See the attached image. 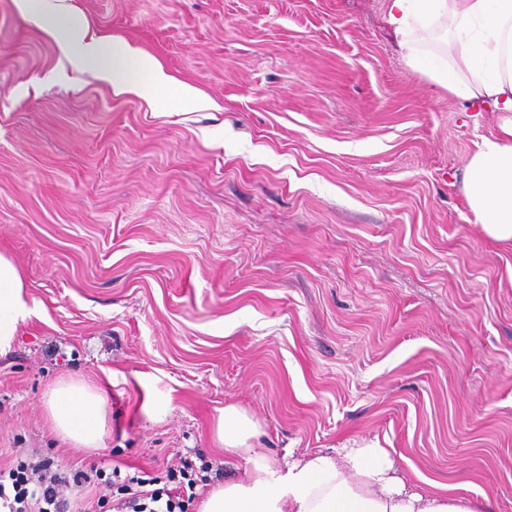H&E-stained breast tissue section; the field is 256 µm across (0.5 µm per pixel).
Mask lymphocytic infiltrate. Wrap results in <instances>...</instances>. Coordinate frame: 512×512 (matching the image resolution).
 Masks as SVG:
<instances>
[{
  "label": "lymphocytic infiltrate",
  "mask_w": 512,
  "mask_h": 512,
  "mask_svg": "<svg viewBox=\"0 0 512 512\" xmlns=\"http://www.w3.org/2000/svg\"><path fill=\"white\" fill-rule=\"evenodd\" d=\"M212 469L209 461L198 464L184 456L177 467L157 474L146 471L124 477L115 470L106 478L93 466L64 470L36 455L18 453L8 466H0V512H69L65 490L98 482L129 491L122 504L124 512H181L186 493L193 490L200 474Z\"/></svg>",
  "instance_id": "f902f5d3"
}]
</instances>
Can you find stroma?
I'll list each match as a JSON object with an SVG mask.
<instances>
[{
  "label": "stroma",
  "instance_id": "35a3bbf8",
  "mask_svg": "<svg viewBox=\"0 0 512 512\" xmlns=\"http://www.w3.org/2000/svg\"><path fill=\"white\" fill-rule=\"evenodd\" d=\"M65 2L209 105L114 95L0 0V253L37 306L0 357V465L198 453L230 481L234 403L273 457L376 439L408 483L512 512V246L462 188L495 114L405 65L383 0ZM66 374L110 381L104 448L50 432Z\"/></svg>",
  "mask_w": 512,
  "mask_h": 512
}]
</instances>
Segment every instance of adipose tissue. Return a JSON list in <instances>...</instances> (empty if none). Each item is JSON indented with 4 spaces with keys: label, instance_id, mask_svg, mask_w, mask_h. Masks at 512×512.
Returning a JSON list of instances; mask_svg holds the SVG:
<instances>
[{
    "label": "adipose tissue",
    "instance_id": "adipose-tissue-1",
    "mask_svg": "<svg viewBox=\"0 0 512 512\" xmlns=\"http://www.w3.org/2000/svg\"><path fill=\"white\" fill-rule=\"evenodd\" d=\"M82 64L97 69L115 95L133 94L180 106L205 100L131 44L59 25L64 0H22ZM384 20L407 67L464 104L497 114L464 172L466 204L484 234L512 243V0H385ZM15 263L0 254V356L35 315ZM43 405L51 429L78 450L102 448L108 428L100 384L79 376L55 381ZM259 425L235 404L220 409L214 442L248 465L234 480L214 485L198 512H474L455 486L430 480L414 488L399 475L389 449L369 441L355 448L305 453L284 463L258 454Z\"/></svg>",
    "mask_w": 512,
    "mask_h": 512
}]
</instances>
